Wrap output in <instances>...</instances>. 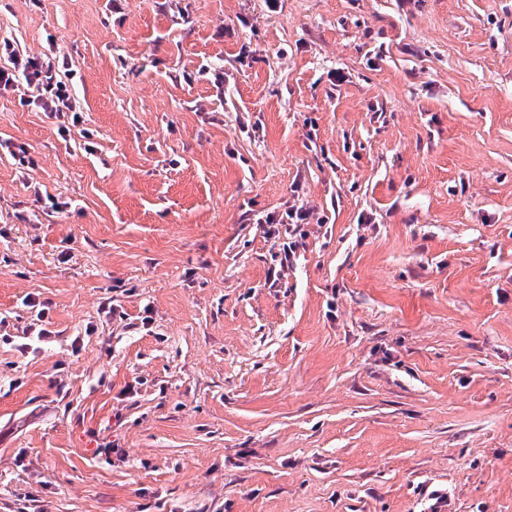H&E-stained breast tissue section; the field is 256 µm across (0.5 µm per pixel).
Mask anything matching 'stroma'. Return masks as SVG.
<instances>
[{"mask_svg":"<svg viewBox=\"0 0 512 512\" xmlns=\"http://www.w3.org/2000/svg\"><path fill=\"white\" fill-rule=\"evenodd\" d=\"M1 35L82 123L0 93V512H512V0Z\"/></svg>","mask_w":512,"mask_h":512,"instance_id":"35a3bbf8","label":"stroma"}]
</instances>
